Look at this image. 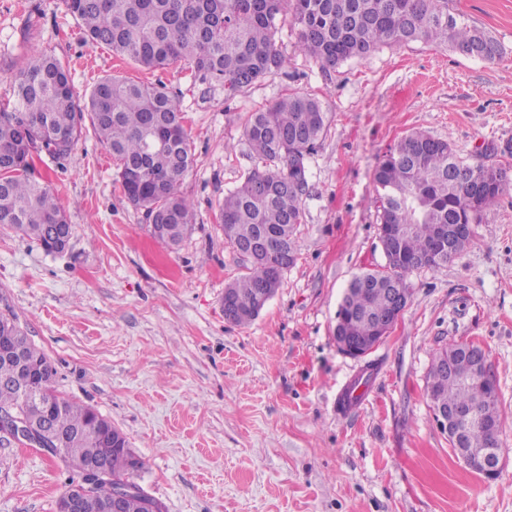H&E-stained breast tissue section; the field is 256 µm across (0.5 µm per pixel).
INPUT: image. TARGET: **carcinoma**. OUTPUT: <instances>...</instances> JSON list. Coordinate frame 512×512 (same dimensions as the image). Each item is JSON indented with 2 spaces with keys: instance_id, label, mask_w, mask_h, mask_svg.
I'll return each mask as SVG.
<instances>
[{
  "instance_id": "obj_1",
  "label": "carcinoma",
  "mask_w": 512,
  "mask_h": 512,
  "mask_svg": "<svg viewBox=\"0 0 512 512\" xmlns=\"http://www.w3.org/2000/svg\"><path fill=\"white\" fill-rule=\"evenodd\" d=\"M87 37L145 70L189 65L203 82L224 86L231 98L288 67L277 41L279 16L289 8L297 25L296 48L323 70L349 60L369 58L382 46L420 41L488 62L502 58L504 47L488 32L448 12V0H63ZM12 96L0 102V224L38 240L55 251L54 233L72 234L54 189L35 175L34 155L54 158L71 153L91 128L117 162L124 198L143 210L146 220L162 224L154 238L177 246L195 223V206L177 186L193 165L180 99L163 83L117 76L100 79L80 105L69 71L54 56L36 55L12 76ZM329 123L323 102L291 92L251 112L244 129L255 161L243 181L218 206L220 230L229 245L249 242L259 229L268 233L265 250L242 259L247 273L224 288L232 306L224 319L245 326L258 318L257 297L276 294L297 256V226L309 192L306 157L323 138ZM489 168L472 165L447 140L412 131L388 150L375 167L379 224H403L402 258L380 269L363 271L342 297L340 326L351 338L375 335L374 319L385 314L392 288H408L410 273L426 267L436 224H474L512 189L499 173L486 181ZM472 237L454 238L445 260L464 252ZM38 362L35 393L11 385L19 361L0 355V413L26 419L35 433L55 432L38 447L74 474L68 489L81 484L80 464L112 458V477L101 478L84 494L83 512H106L120 483L144 468L134 465L129 441L112 440V421L94 407L62 397L55 371L15 318L0 316L4 337ZM443 379L430 369L427 382L444 405L472 404L478 416L497 423L490 431L470 428V448H498L502 424L495 404L484 402L486 386L469 381L468 362H454ZM159 504L142 487L126 501L125 512H149Z\"/></svg>"
}]
</instances>
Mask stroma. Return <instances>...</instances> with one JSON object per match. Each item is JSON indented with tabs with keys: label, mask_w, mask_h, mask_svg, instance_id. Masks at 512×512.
Masks as SVG:
<instances>
[{
	"label": "stroma",
	"mask_w": 512,
	"mask_h": 512,
	"mask_svg": "<svg viewBox=\"0 0 512 512\" xmlns=\"http://www.w3.org/2000/svg\"><path fill=\"white\" fill-rule=\"evenodd\" d=\"M448 8L505 57L412 42L325 73L296 50L287 15L286 72L228 100L187 65L148 71L86 41L63 0H0V99L39 51L69 69L81 99L107 75L180 95L195 162L178 190L196 222L178 246L151 236L90 131L68 156L36 163L74 228L68 247L49 253L0 225V314L48 356L60 392L124 432L145 463L134 480L164 512H512V192L461 255L410 275L408 307L367 359L334 339L350 279L385 263L373 172L398 140L421 130L512 178V0ZM292 91L317 95L329 127L307 157L297 259L239 326L224 318V287L245 269L218 205L254 164L248 114ZM454 342L482 345L498 382L506 458L493 480L462 466L430 407L431 362ZM369 361L362 399L337 411ZM68 477L37 449L0 443V512H55Z\"/></svg>",
	"instance_id": "obj_1"
}]
</instances>
